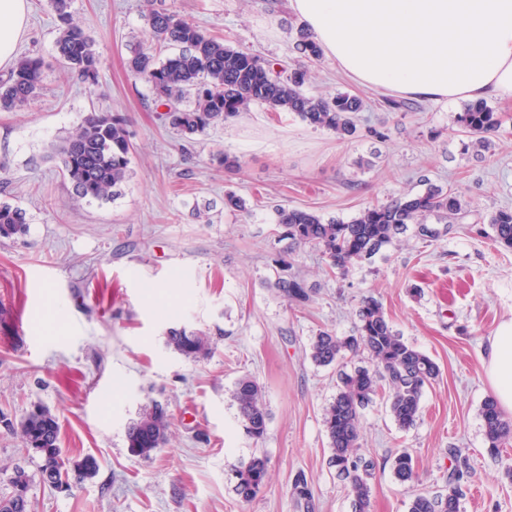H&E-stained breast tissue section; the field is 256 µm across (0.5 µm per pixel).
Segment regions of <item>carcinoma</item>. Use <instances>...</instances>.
<instances>
[{
	"instance_id": "cac0c4a2",
	"label": "carcinoma",
	"mask_w": 512,
	"mask_h": 512,
	"mask_svg": "<svg viewBox=\"0 0 512 512\" xmlns=\"http://www.w3.org/2000/svg\"><path fill=\"white\" fill-rule=\"evenodd\" d=\"M70 3L71 0H50L58 30L53 59L87 87L95 88L100 66L95 40L74 21ZM144 16L151 45L131 49L128 71L134 81L150 87L155 102L166 107L162 120L181 137L191 139L254 105L271 112L291 113L308 125L330 130L341 138L355 133L356 114L363 107L360 98L347 93L331 99L309 96L304 91L307 71H278L175 13L152 8L151 0H145ZM156 45L169 47L173 52L160 61L154 53ZM297 50L309 59L321 58L319 45L303 31L299 32ZM48 67L41 56H18L7 76L0 80V111L26 108L37 100ZM458 123L463 132L477 137L481 143L485 135L496 130L499 119L485 101L479 100L459 114ZM131 151L126 119L103 109L86 113L74 133L58 148L63 170L72 185L70 204L78 206L119 197L131 175ZM464 205L460 195L431 186L423 193L405 194L387 204L369 206L347 223L326 221L313 212L284 206L276 209V223L286 229L285 238L294 245L318 251L329 269L344 275L354 265L398 242L411 224L416 226L419 238L427 241L438 238L439 231L426 224L427 219L431 216L440 221L455 219ZM28 224L26 210L0 203L1 239L25 234ZM489 224L493 240L512 248V210L496 211ZM277 285L289 299L307 298L301 283L294 279L280 278ZM358 317L359 325L352 336L339 337L328 330L319 331L310 344V357L318 365L329 366L342 362L346 354L362 349L372 362L370 368L340 372L338 392L324 413L332 450L331 464L349 487L354 512H371L369 468L359 454L360 410L382 392L387 397L393 421L403 429L409 428L419 418L425 388L438 378L440 370L430 357L401 336L377 300L363 299ZM167 344L188 359H196L206 352L203 334L184 328L170 329ZM233 399L248 435L256 440L263 438L268 413L258 382L248 375L239 378ZM481 413L488 447L496 450L512 436V420L504 417L492 398L484 402ZM19 433L26 447L38 453L43 483L69 481V470L65 469L60 448V425L47 407L34 406L20 421ZM167 433L165 411L155 405L129 424L128 448L133 455L146 458L166 444ZM449 454L456 464L448 472L446 492L415 493L409 512H459L462 485L472 479L473 471L459 456L458 449H449ZM97 469L96 460L85 457L74 464L75 478L91 479ZM392 470L402 483L418 481L408 451L394 456ZM266 480V460L254 457L236 471L235 492L242 500L249 501L260 492ZM11 484L12 492L0 497V512H31L25 471L15 470ZM292 496L306 512H311L312 494L305 478H296Z\"/></svg>"
}]
</instances>
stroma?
Wrapping results in <instances>:
<instances>
[{
  "label": "stroma",
  "mask_w": 512,
  "mask_h": 512,
  "mask_svg": "<svg viewBox=\"0 0 512 512\" xmlns=\"http://www.w3.org/2000/svg\"><path fill=\"white\" fill-rule=\"evenodd\" d=\"M153 6L264 61L308 68L309 95H358L357 132L341 140L254 106L184 140L162 121L150 88L128 76L129 48L146 40L140 0H72L96 41L98 90L54 65L27 110L0 112V202L30 217L25 235L0 239V496L21 468L33 512H304L291 494L303 476L313 512H352L323 424L336 369L316 365L309 344L322 330L351 335L371 296L440 368L410 429L396 425L382 397L361 412L372 512H408L416 491H444L452 448L474 470L460 512H512V439L490 453L481 415L493 395L483 351L512 318V250L488 224L512 209V102L488 99L500 127L480 150L457 122L465 101L406 100L296 52L301 23L287 0ZM56 36L49 0H30L18 53L51 56ZM94 108L127 118L132 175L116 200L73 207L55 149ZM220 151L240 168L219 165ZM430 184L464 196V213L440 224L438 240L408 231L344 277L314 249L289 250L275 222L281 206L347 222ZM229 191L248 212L225 208ZM281 277L298 280L307 299L284 297ZM180 327L204 334L207 355L187 359L167 346L169 329ZM245 375L260 384L269 413L259 441L232 398ZM38 403L58 418L67 456L98 464L69 491L42 482L38 456L13 430ZM156 403L168 442L144 459L130 453L126 428ZM403 450L418 483L394 477L391 460ZM254 456L266 459L268 478L245 502L235 470Z\"/></svg>",
  "instance_id": "obj_1"
}]
</instances>
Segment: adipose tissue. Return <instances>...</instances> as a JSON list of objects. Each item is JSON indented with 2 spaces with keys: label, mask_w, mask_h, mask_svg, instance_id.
<instances>
[{
  "label": "adipose tissue",
  "mask_w": 512,
  "mask_h": 512,
  "mask_svg": "<svg viewBox=\"0 0 512 512\" xmlns=\"http://www.w3.org/2000/svg\"><path fill=\"white\" fill-rule=\"evenodd\" d=\"M28 0H0V67L24 32ZM327 59L354 82L450 103L512 100V0H288ZM484 366L512 412V318L489 337Z\"/></svg>",
  "instance_id": "1"
}]
</instances>
